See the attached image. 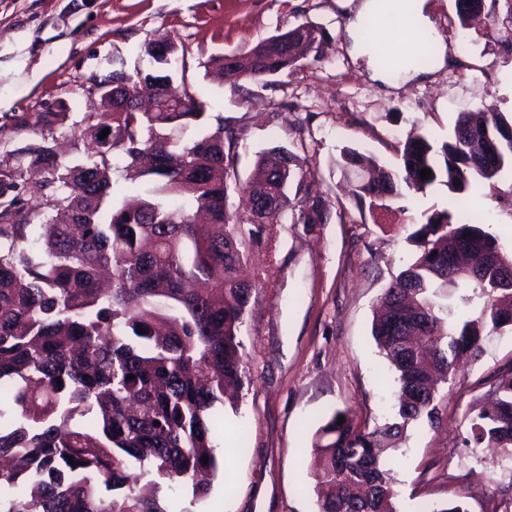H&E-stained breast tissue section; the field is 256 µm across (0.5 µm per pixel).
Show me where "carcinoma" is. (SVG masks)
Returning a JSON list of instances; mask_svg holds the SVG:
<instances>
[{
  "instance_id": "carcinoma-1",
  "label": "carcinoma",
  "mask_w": 512,
  "mask_h": 512,
  "mask_svg": "<svg viewBox=\"0 0 512 512\" xmlns=\"http://www.w3.org/2000/svg\"><path fill=\"white\" fill-rule=\"evenodd\" d=\"M331 40L326 29L304 23L236 54L237 68L267 82L319 61ZM165 41L161 54L159 42L145 44L135 72L100 78L112 96L100 97L104 111L92 125L86 162L63 159L48 144L0 161V389L13 404L7 421L0 407V512H170L159 493L175 482L207 497L219 466L214 440L224 427L217 406L242 386L241 333L257 290L240 279V247L289 210L295 224L322 223L321 199L304 205L308 185L290 150L259 152L243 183L237 137L224 118L206 127L203 103L186 89L179 101L167 100L180 49ZM144 94L157 99L158 111L140 108ZM191 127L204 132L170 139ZM116 151L142 189L133 207L108 203ZM337 166L355 173L360 208L435 184L462 208L476 182L512 167V119L463 112L440 145L408 136L392 167L353 148ZM31 171L48 190L39 224L20 194ZM233 193L243 210L229 208ZM171 196L181 206L170 207ZM410 238L419 250L385 289L372 329L397 373V415L368 430L336 411L319 428V512H398L386 453L409 427L440 421L437 380L452 377L461 358L481 356L487 329L512 326V282L501 277L512 257L494 235L442 210L424 215ZM40 241L43 252L34 249ZM465 242L495 256L475 279L458 273ZM444 285L459 290L448 296V308L462 309L458 317L440 314ZM419 315L427 326L413 344L394 321ZM490 395L488 407L468 418L466 448H512V367L498 371Z\"/></svg>"
}]
</instances>
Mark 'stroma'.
Listing matches in <instances>:
<instances>
[{
  "label": "stroma",
  "instance_id": "1",
  "mask_svg": "<svg viewBox=\"0 0 512 512\" xmlns=\"http://www.w3.org/2000/svg\"><path fill=\"white\" fill-rule=\"evenodd\" d=\"M360 0H0V160L49 141L85 157L87 113L99 111L92 79L134 71L146 43L170 36L186 48L189 90L209 118H230L239 136L240 180L257 152L286 146L303 158L309 194L326 201L322 224L291 220L269 240L246 244L244 275L257 283L242 331L244 382L224 409L219 470L207 500L191 484L162 488L172 512H318L314 435L335 411L375 427L397 412L395 374L372 337L379 301L417 251L421 214L452 208L445 186L358 211L336 166L355 148L396 164L410 132L448 139L459 113L512 115V26L460 28L454 0H428L432 42L444 61L393 87L374 80L356 47L374 39L391 52L395 27L355 26ZM333 36L323 59L264 84L221 80L211 56L244 52L301 23ZM512 253V169L483 182L468 207ZM479 360L458 364L436 428L414 426L387 466L399 512H425L451 498L468 512H494L512 498L503 451L462 447L465 415L488 400L497 369L512 366V328L488 333Z\"/></svg>",
  "mask_w": 512,
  "mask_h": 512
}]
</instances>
